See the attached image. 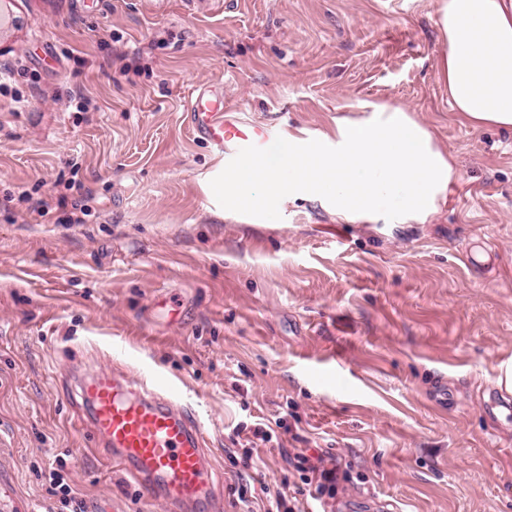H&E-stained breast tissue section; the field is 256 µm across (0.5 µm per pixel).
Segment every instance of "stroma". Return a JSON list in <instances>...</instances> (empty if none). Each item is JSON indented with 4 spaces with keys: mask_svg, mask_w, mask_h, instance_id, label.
I'll list each match as a JSON object with an SVG mask.
<instances>
[{
    "mask_svg": "<svg viewBox=\"0 0 512 512\" xmlns=\"http://www.w3.org/2000/svg\"><path fill=\"white\" fill-rule=\"evenodd\" d=\"M8 8L0 71L30 103L0 96V512H59L58 458L83 512H188L92 446L75 385L100 368L178 388L223 512L293 492L297 448L347 474L305 512H512V131L451 112L435 0ZM205 82L281 128L274 155L407 108L455 158L446 198L422 224L229 209L183 120Z\"/></svg>",
    "mask_w": 512,
    "mask_h": 512,
    "instance_id": "stroma-1",
    "label": "stroma"
}]
</instances>
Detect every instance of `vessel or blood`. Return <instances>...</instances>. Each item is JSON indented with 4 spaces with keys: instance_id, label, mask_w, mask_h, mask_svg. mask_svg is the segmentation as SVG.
Segmentation results:
<instances>
[{
    "instance_id": "b4317fda",
    "label": "vessel or blood",
    "mask_w": 512,
    "mask_h": 512,
    "mask_svg": "<svg viewBox=\"0 0 512 512\" xmlns=\"http://www.w3.org/2000/svg\"><path fill=\"white\" fill-rule=\"evenodd\" d=\"M184 118L229 162L265 154L274 140L271 125L241 118L209 83L193 90ZM77 388L99 447L135 481L174 503L205 501L211 512H222L200 426L188 419L172 386L144 388L115 369L92 373Z\"/></svg>"
}]
</instances>
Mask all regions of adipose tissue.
I'll return each instance as SVG.
<instances>
[{
  "label": "adipose tissue",
  "mask_w": 512,
  "mask_h": 512,
  "mask_svg": "<svg viewBox=\"0 0 512 512\" xmlns=\"http://www.w3.org/2000/svg\"><path fill=\"white\" fill-rule=\"evenodd\" d=\"M436 25L438 76L452 112L474 128L512 130V0H437ZM377 111L371 122H337L335 151L316 143L242 161L224 175L225 198L261 209L284 194H310L330 199L350 220L395 208L424 222L445 199L455 159L407 109L381 104Z\"/></svg>",
  "instance_id": "ef3b65f1"
}]
</instances>
